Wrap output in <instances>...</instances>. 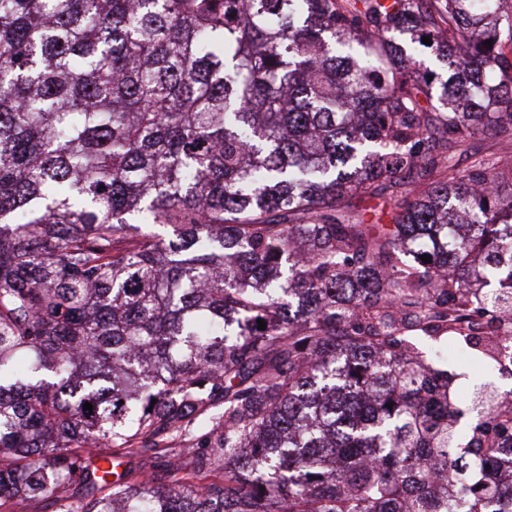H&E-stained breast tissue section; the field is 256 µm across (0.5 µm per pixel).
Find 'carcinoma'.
<instances>
[{
    "label": "carcinoma",
    "instance_id": "carcinoma-1",
    "mask_svg": "<svg viewBox=\"0 0 512 512\" xmlns=\"http://www.w3.org/2000/svg\"><path fill=\"white\" fill-rule=\"evenodd\" d=\"M497 135L512 0H0V512H512ZM451 349L448 343H433L429 345L425 351L427 359L434 367L448 370L457 375L456 385L460 393L464 395L473 388V385L480 380L490 377L492 378L502 392L512 391V375L508 372H499L497 368H493L488 362L476 356L478 360H456L448 356H438L439 351Z\"/></svg>",
    "mask_w": 512,
    "mask_h": 512
}]
</instances>
